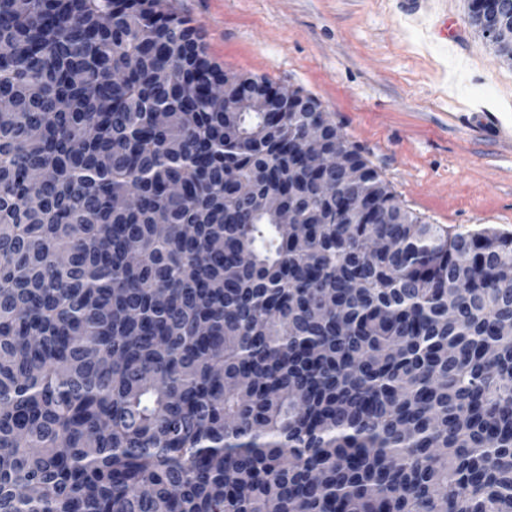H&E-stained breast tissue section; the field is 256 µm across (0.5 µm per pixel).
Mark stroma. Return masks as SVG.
I'll use <instances>...</instances> for the list:
<instances>
[{
  "instance_id": "obj_1",
  "label": "stroma",
  "mask_w": 512,
  "mask_h": 512,
  "mask_svg": "<svg viewBox=\"0 0 512 512\" xmlns=\"http://www.w3.org/2000/svg\"><path fill=\"white\" fill-rule=\"evenodd\" d=\"M220 69L301 90L425 222L512 232V64L468 0H172ZM464 40L432 34L443 18Z\"/></svg>"
}]
</instances>
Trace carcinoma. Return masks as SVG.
<instances>
[{"mask_svg": "<svg viewBox=\"0 0 512 512\" xmlns=\"http://www.w3.org/2000/svg\"><path fill=\"white\" fill-rule=\"evenodd\" d=\"M213 82L168 0H0V512H512V233Z\"/></svg>", "mask_w": 512, "mask_h": 512, "instance_id": "obj_1", "label": "carcinoma"}]
</instances>
